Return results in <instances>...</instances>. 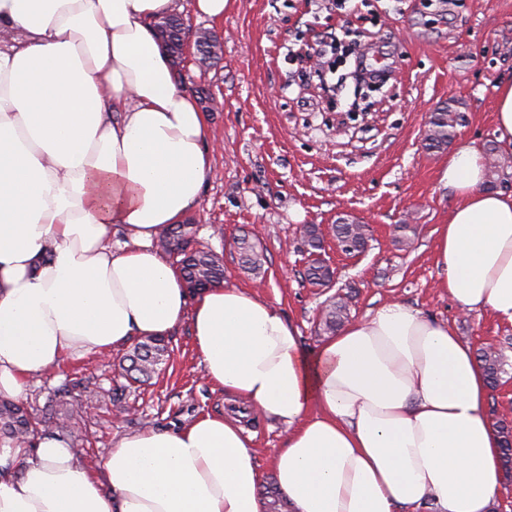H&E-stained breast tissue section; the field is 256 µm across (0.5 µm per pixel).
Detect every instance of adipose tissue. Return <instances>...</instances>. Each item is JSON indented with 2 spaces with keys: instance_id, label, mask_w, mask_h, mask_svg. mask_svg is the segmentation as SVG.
Returning a JSON list of instances; mask_svg holds the SVG:
<instances>
[{
  "instance_id": "obj_1",
  "label": "adipose tissue",
  "mask_w": 512,
  "mask_h": 512,
  "mask_svg": "<svg viewBox=\"0 0 512 512\" xmlns=\"http://www.w3.org/2000/svg\"><path fill=\"white\" fill-rule=\"evenodd\" d=\"M176 0H0V398L69 358L189 323L225 399L288 426L292 512H489L499 436L471 345L399 302L315 349L258 292H190L157 241L198 205L210 126L155 31ZM460 143L440 180V285L512 323V192ZM124 237L112 238L113 226ZM240 419L123 436L100 471L56 438L0 446V512H263Z\"/></svg>"
}]
</instances>
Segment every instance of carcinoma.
<instances>
[{"mask_svg":"<svg viewBox=\"0 0 512 512\" xmlns=\"http://www.w3.org/2000/svg\"><path fill=\"white\" fill-rule=\"evenodd\" d=\"M169 26L167 45L172 55H182V15L172 13L165 18ZM466 113L460 110V103L449 100L430 113L424 141L429 150L440 151L448 148L455 137L457 127L463 125ZM333 236L356 252L363 253L372 239L369 225L360 223L355 218L340 217L332 225ZM194 235V225L175 224L161 241L163 252L178 259V265L190 288L201 289L224 280V262L221 258L204 249L187 250ZM302 238L309 255H315L323 249V237L320 229L309 224L303 227ZM240 270L259 277L264 274V253L257 243L247 234L235 239ZM334 270L324 262L313 259L305 268L304 278L314 288H328L333 280ZM350 294H339L336 300L326 306L319 322V331L334 334L348 319ZM169 341L164 337H148L136 343L128 354L122 358L120 368L127 380L144 382L160 371V365L167 361ZM477 360L484 369L489 388L496 390L508 374L507 360L499 348H481L476 353ZM77 384L66 381L54 390V396L61 406L69 411L86 412L85 400L75 398ZM496 427L501 438V465L506 476H512V424L499 420ZM70 433L66 421H53L49 418L34 416L26 404L15 400L0 399V439L13 443L26 442L37 436L66 435ZM266 512H283L286 504L284 496L275 483L263 486Z\"/></svg>","mask_w":512,"mask_h":512,"instance_id":"carcinoma-1","label":"carcinoma"}]
</instances>
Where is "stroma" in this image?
I'll return each mask as SVG.
<instances>
[{
    "label": "stroma",
    "mask_w": 512,
    "mask_h": 512,
    "mask_svg": "<svg viewBox=\"0 0 512 512\" xmlns=\"http://www.w3.org/2000/svg\"><path fill=\"white\" fill-rule=\"evenodd\" d=\"M177 2L190 30L224 39L221 60L210 71L194 66L189 48L177 70L222 104L208 114L214 174L186 221L196 229L194 246L223 255L226 284L257 291L281 308L303 346L314 349L321 342L315 326L330 293L303 277L309 257L299 230L316 224L324 234L322 256L339 285L354 288L352 319L398 301L454 323L475 349L512 337V324L484 312H460L438 285L437 228L453 199L440 182L447 152L423 144L430 113L453 98L468 116L456 140L494 149L495 87L512 79V0H456L443 17L425 0H228L220 23L197 17L191 0ZM341 27L382 48L389 66L390 81L364 118L330 107L292 55ZM494 158L512 173L511 153L495 151ZM343 214L371 226L365 253L337 254L331 226ZM404 222L415 225L416 235L401 247L395 227ZM244 233L260 241L263 277L238 267L233 241ZM170 338L169 361L131 390L122 418H114L111 403L103 400L71 421L80 457L91 470H99L124 435L182 425L205 412L233 413V403L202 374L189 323ZM119 358L115 352L65 360L32 380L23 401L42 416L59 412L53 390L65 379L111 389L119 380ZM244 424L254 434L260 466L268 467V452L282 446L287 425L252 417Z\"/></svg>",
    "instance_id": "35a3bbf8"
}]
</instances>
